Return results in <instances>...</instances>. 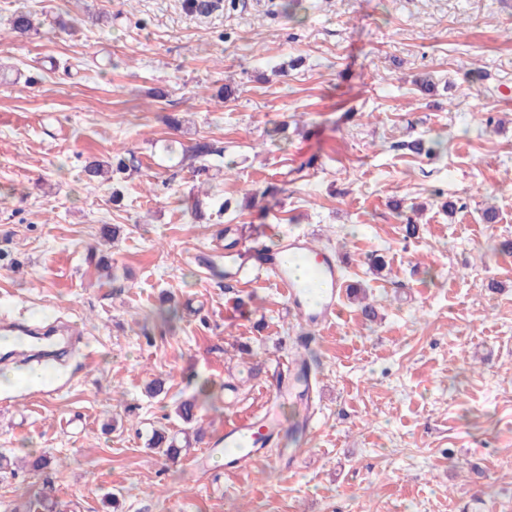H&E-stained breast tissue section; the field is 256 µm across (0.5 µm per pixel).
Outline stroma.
<instances>
[{
	"instance_id": "obj_1",
	"label": "stroma",
	"mask_w": 512,
	"mask_h": 512,
	"mask_svg": "<svg viewBox=\"0 0 512 512\" xmlns=\"http://www.w3.org/2000/svg\"><path fill=\"white\" fill-rule=\"evenodd\" d=\"M20 10L37 30H12ZM201 137L224 170L170 150ZM416 138L436 153L402 149ZM115 158L131 170L87 180ZM271 224L336 251L378 317L344 297L312 345L314 438L228 475L212 441L272 403L308 328L270 282L229 288L197 258L217 229L264 245ZM504 240L512 0H0V320L73 331L46 381L0 385V512L48 485L64 512H512ZM204 383L206 442L148 449ZM148 446L152 449H162V452L172 459L179 457L182 451L177 445L176 438L170 437L164 429H153Z\"/></svg>"
}]
</instances>
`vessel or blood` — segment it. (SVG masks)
I'll return each mask as SVG.
<instances>
[{"label":"vessel or blood","instance_id":"vessel-or-blood-1","mask_svg":"<svg viewBox=\"0 0 512 512\" xmlns=\"http://www.w3.org/2000/svg\"><path fill=\"white\" fill-rule=\"evenodd\" d=\"M267 233L279 238V249L249 248L253 261L249 267L238 263L235 252H225L227 279L239 282L268 278L281 291L289 310L301 320L316 328L327 326L338 313L345 278L335 254L316 248L305 236L281 234L275 225L269 226ZM312 389L310 367L302 362L288 365L275 385V395L292 400L298 408L296 420L283 425L276 410L269 408L242 420L225 422L218 439L224 450L225 470H244L265 459L267 448L279 441L283 430H290L302 443L313 439Z\"/></svg>","mask_w":512,"mask_h":512}]
</instances>
